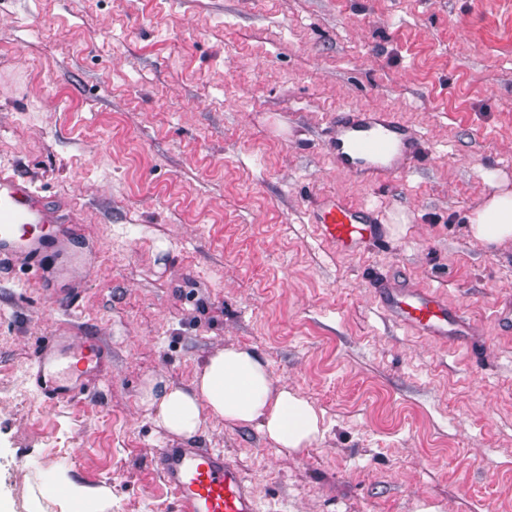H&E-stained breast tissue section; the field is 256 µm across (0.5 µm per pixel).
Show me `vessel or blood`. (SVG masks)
<instances>
[{
  "label": "vessel or blood",
  "mask_w": 512,
  "mask_h": 512,
  "mask_svg": "<svg viewBox=\"0 0 512 512\" xmlns=\"http://www.w3.org/2000/svg\"><path fill=\"white\" fill-rule=\"evenodd\" d=\"M333 153L343 170L364 184H381L409 170L421 157L422 140L389 112L354 108L337 113ZM35 195L16 178L0 172V259L22 260L39 271L44 255L62 248L78 225L49 223ZM315 222L323 237L342 253L356 255L386 240L377 210L331 196L319 200ZM385 307L401 322L428 336H462L470 327L462 314L429 290L403 288L386 294ZM111 353L88 336H56L35 357L33 379L47 399L65 402L77 383L107 375ZM152 464L172 492L176 512H259L250 482L218 448L157 449Z\"/></svg>",
  "instance_id": "1"
}]
</instances>
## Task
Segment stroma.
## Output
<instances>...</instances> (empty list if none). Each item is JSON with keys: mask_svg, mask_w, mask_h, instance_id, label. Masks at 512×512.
<instances>
[{"mask_svg": "<svg viewBox=\"0 0 512 512\" xmlns=\"http://www.w3.org/2000/svg\"><path fill=\"white\" fill-rule=\"evenodd\" d=\"M395 113L424 154L383 186L333 158L347 107ZM512 184V0H0V172L80 231L41 276L0 267V512H56L64 469L112 512H176L150 463L180 438L139 402L240 346L323 416L284 454L207 419L260 512H512V243L467 232ZM381 210L350 256L315 201ZM437 292L470 335L424 336L378 281ZM93 336L110 374L53 404L30 361Z\"/></svg>", "mask_w": 512, "mask_h": 512, "instance_id": "35a3bbf8", "label": "stroma"}]
</instances>
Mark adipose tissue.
I'll return each mask as SVG.
<instances>
[{
  "label": "adipose tissue",
  "mask_w": 512,
  "mask_h": 512,
  "mask_svg": "<svg viewBox=\"0 0 512 512\" xmlns=\"http://www.w3.org/2000/svg\"><path fill=\"white\" fill-rule=\"evenodd\" d=\"M487 181L494 191L470 216L468 231L474 239L497 246L512 241V190L496 174H489ZM140 404L172 436L192 438L210 417L257 427L286 454L310 447L322 430L313 403L288 388L274 387L263 359L239 346L211 355L187 387L147 376ZM46 490L58 512H112L105 490L77 484L65 472H53Z\"/></svg>",
  "instance_id": "ef3b65f1"
}]
</instances>
